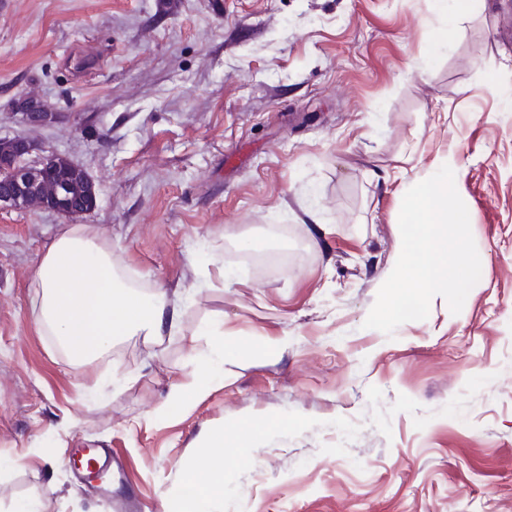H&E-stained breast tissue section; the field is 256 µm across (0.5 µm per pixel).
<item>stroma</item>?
Segmentation results:
<instances>
[{
    "mask_svg": "<svg viewBox=\"0 0 512 512\" xmlns=\"http://www.w3.org/2000/svg\"><path fill=\"white\" fill-rule=\"evenodd\" d=\"M156 10L0 0V137L97 189L77 217L0 210V512H158L220 426L221 512H512V0H474L445 48L434 0ZM30 98L57 120L28 125ZM445 165L481 277L459 314L437 295L393 335L365 328L402 199ZM75 222L177 294L181 335L82 366L35 331L40 258ZM220 343L223 380L168 414ZM77 448L113 449L111 493Z\"/></svg>",
    "mask_w": 512,
    "mask_h": 512,
    "instance_id": "stroma-1",
    "label": "stroma"
}]
</instances>
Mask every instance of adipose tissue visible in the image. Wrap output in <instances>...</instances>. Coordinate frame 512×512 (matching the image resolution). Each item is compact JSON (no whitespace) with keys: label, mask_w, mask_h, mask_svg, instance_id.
Wrapping results in <instances>:
<instances>
[{"label":"adipose tissue","mask_w":512,"mask_h":512,"mask_svg":"<svg viewBox=\"0 0 512 512\" xmlns=\"http://www.w3.org/2000/svg\"><path fill=\"white\" fill-rule=\"evenodd\" d=\"M39 304L33 314L36 331L54 337L73 361H97L113 340L141 336L159 340L177 335L181 316L163 288L141 291L121 279L112 260V247L91 236L83 225L64 228L43 252L34 282ZM217 374L209 363H198L188 381L175 384L165 409L177 412L203 396ZM203 447L213 449L207 477L187 474L175 495H163L160 512H217L224 496V432L206 435Z\"/></svg>","instance_id":"adipose-tissue-1"}]
</instances>
